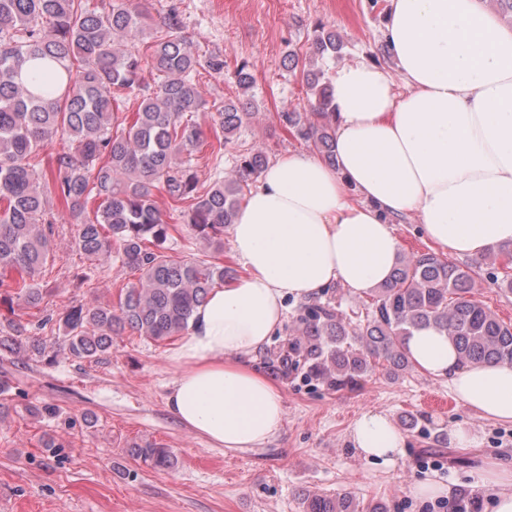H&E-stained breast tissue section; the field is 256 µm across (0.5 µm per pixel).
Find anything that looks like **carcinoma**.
Here are the masks:
<instances>
[{"mask_svg":"<svg viewBox=\"0 0 512 512\" xmlns=\"http://www.w3.org/2000/svg\"><path fill=\"white\" fill-rule=\"evenodd\" d=\"M303 80L314 101L308 112H281L279 121L316 152L333 155L330 81L319 62L340 50L336 35L320 26ZM155 78L145 82V68ZM219 54L199 56L183 31L178 7L168 6L151 29L134 0H0V297L27 310L42 326L63 329L59 348L76 361H96L126 331L154 343L184 332L211 288L234 271L207 259H175L165 243L175 227L152 197L165 193L183 209L193 234L221 246L234 223L243 190L261 175L268 157L253 149L229 179L200 191L193 152L202 142L195 114L204 107L196 77L224 75ZM254 77L242 62L232 84L240 94L215 108L213 133L224 146L246 124L247 93ZM140 99L130 119H118L114 94ZM58 139L61 148L43 151ZM55 199L76 220L77 244L88 259L117 257L138 272L117 304L78 302L45 316L47 292L39 287L53 258L51 220ZM471 268L431 251L401 256L392 279L375 289L366 319L346 320L321 303L304 309L287 345L269 361L275 373L289 360L307 381L332 390L353 389L381 369L396 377L414 368L406 347L413 331L432 327L448 336L462 364L512 366V323H506L472 291ZM0 348L16 355L48 356V346L28 325L0 318ZM129 455L163 471L177 464L173 449L132 442ZM303 512H358L353 498L300 494Z\"/></svg>","mask_w":512,"mask_h":512,"instance_id":"1","label":"carcinoma"}]
</instances>
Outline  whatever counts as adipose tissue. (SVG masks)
I'll return each instance as SVG.
<instances>
[{"mask_svg":"<svg viewBox=\"0 0 512 512\" xmlns=\"http://www.w3.org/2000/svg\"><path fill=\"white\" fill-rule=\"evenodd\" d=\"M383 50L394 71L358 61L331 76L335 163L288 152L268 164L231 227L244 276L212 288L168 355L169 410L217 447L254 448L281 430L283 395L249 358L282 326L288 299L336 282L362 295L389 280L396 219L417 215L456 257L512 243V27L481 0H390ZM407 347L477 415L512 422V367L461 364L432 328ZM349 440L369 463L405 456L383 411L359 415ZM478 483L493 512H512V464H487Z\"/></svg>","mask_w":512,"mask_h":512,"instance_id":"obj_1","label":"adipose tissue"}]
</instances>
